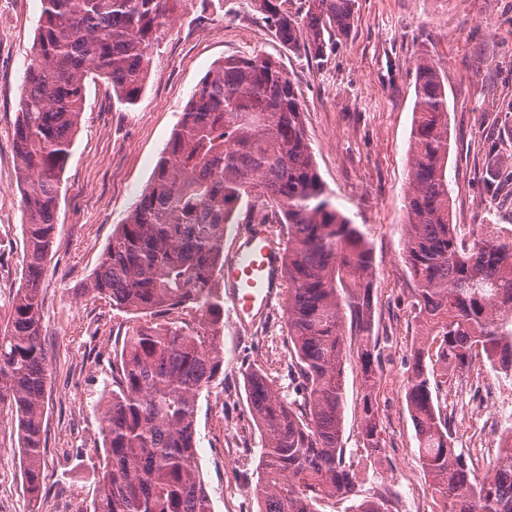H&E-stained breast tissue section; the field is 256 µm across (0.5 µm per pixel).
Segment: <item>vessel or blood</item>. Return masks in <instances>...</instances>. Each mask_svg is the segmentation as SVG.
I'll list each match as a JSON object with an SVG mask.
<instances>
[{"label": "vessel or blood", "instance_id": "1", "mask_svg": "<svg viewBox=\"0 0 512 512\" xmlns=\"http://www.w3.org/2000/svg\"><path fill=\"white\" fill-rule=\"evenodd\" d=\"M237 240L224 260L222 279L230 321L239 328L273 310L283 282L284 254L263 224L243 225Z\"/></svg>", "mask_w": 512, "mask_h": 512}]
</instances>
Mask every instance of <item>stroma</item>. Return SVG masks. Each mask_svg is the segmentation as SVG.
Returning a JSON list of instances; mask_svg holds the SVG:
<instances>
[{
    "mask_svg": "<svg viewBox=\"0 0 512 512\" xmlns=\"http://www.w3.org/2000/svg\"><path fill=\"white\" fill-rule=\"evenodd\" d=\"M41 0H0V320L23 274V204L14 148L24 70L31 59ZM261 53L279 61L297 86L318 172L336 203L365 225L373 247L375 334L383 371L375 389L387 441L386 461L360 448L361 376L345 364L343 442L360 463V498L389 497L404 512L399 479L414 486L425 512L440 497L415 452L404 403L408 360L423 328L408 304L403 261L407 188L418 62L445 76L450 123L446 175L454 223L512 230V204L498 205L486 184L489 157L512 142V0H356L348 36L329 44L323 62L288 50L251 0H188L159 34L139 103L115 105L101 80L88 82L72 155L63 175L52 252L40 281L42 342L49 377L46 448L39 512H90L102 446L96 403L110 377L128 314L104 299L81 296L112 235L149 184L173 128L202 78L229 55ZM222 381L198 400L200 471L213 512H259L254 453L260 442L244 375L264 370L282 398L288 380V328L283 304L250 329L225 327L219 345ZM482 361L449 371L442 412L454 446L476 478L488 473L495 434L511 416L484 407ZM0 507L30 512L17 437L0 427Z\"/></svg>",
    "mask_w": 512,
    "mask_h": 512,
    "instance_id": "35a3bbf8",
    "label": "stroma"
}]
</instances>
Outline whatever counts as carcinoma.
<instances>
[{
    "label": "carcinoma",
    "mask_w": 512,
    "mask_h": 512,
    "mask_svg": "<svg viewBox=\"0 0 512 512\" xmlns=\"http://www.w3.org/2000/svg\"><path fill=\"white\" fill-rule=\"evenodd\" d=\"M183 2L41 0L15 128L24 277L0 323V420L14 425L34 508L43 489L49 377L39 280L86 83L103 79L117 102L135 104L158 34ZM253 4L284 45L320 63L330 40L349 33L355 0H306L294 15L279 0ZM414 94L404 262L424 337L404 400L419 461L446 512H512V447L492 460V474L472 477L439 403L447 374L436 372L438 365L469 370L481 352L496 372L512 375V238L452 223L448 99L434 63H418ZM303 113L279 62L258 53L224 58L194 89L150 183L112 230L83 294L150 322L128 329L97 401L103 453L92 512H212L198 473L197 403L221 368L224 228L241 222L282 226L296 394L287 403L262 370L246 375L262 443L260 512H319L326 499L347 503L344 512H391L384 498L357 499L358 464L342 443L345 363L354 346L364 385L362 448L385 455L374 397L382 368L371 248L322 181ZM190 306L195 315L186 319Z\"/></svg>",
    "instance_id": "cac0c4a2"
}]
</instances>
